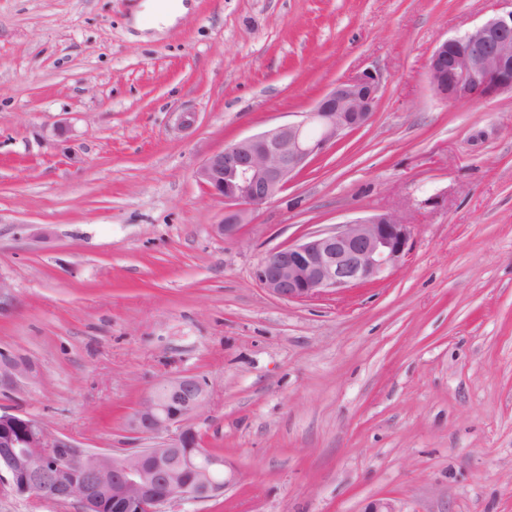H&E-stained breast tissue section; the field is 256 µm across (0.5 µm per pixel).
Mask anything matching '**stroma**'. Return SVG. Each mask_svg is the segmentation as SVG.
Listing matches in <instances>:
<instances>
[{
  "mask_svg": "<svg viewBox=\"0 0 512 512\" xmlns=\"http://www.w3.org/2000/svg\"><path fill=\"white\" fill-rule=\"evenodd\" d=\"M140 2L0 0V351L36 367L0 408L138 448L139 404L194 375L238 481L169 512H512V93L446 103L426 74L512 0H191L161 32ZM366 70L372 120L218 235L200 163ZM394 211L385 280L295 302L254 277Z\"/></svg>",
  "mask_w": 512,
  "mask_h": 512,
  "instance_id": "1",
  "label": "stroma"
}]
</instances>
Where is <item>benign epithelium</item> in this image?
<instances>
[{"mask_svg": "<svg viewBox=\"0 0 512 512\" xmlns=\"http://www.w3.org/2000/svg\"><path fill=\"white\" fill-rule=\"evenodd\" d=\"M426 72L435 95L450 103L512 92V10L437 43ZM380 86V75L364 71L335 83L297 119L209 154L196 179L224 202L216 231L237 237L251 212L281 193L328 145L365 126ZM411 237L410 225L396 213L357 218L272 250L255 277L279 299L312 300L383 279L402 264ZM34 370L31 361L0 352V388H13ZM205 400L206 383L196 376L162 383L129 421L132 433L153 444L112 453L81 448L39 420L0 409V484L38 501H74L81 512H164L176 500L216 498L237 474L223 457L199 447L187 426ZM186 469L193 471L188 481Z\"/></svg>", "mask_w": 512, "mask_h": 512, "instance_id": "1", "label": "benign epithelium"}]
</instances>
